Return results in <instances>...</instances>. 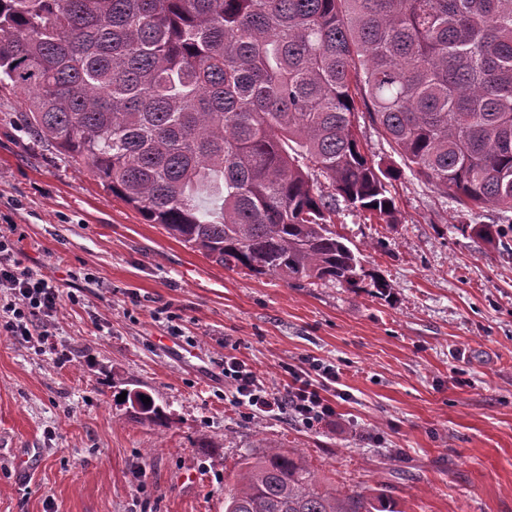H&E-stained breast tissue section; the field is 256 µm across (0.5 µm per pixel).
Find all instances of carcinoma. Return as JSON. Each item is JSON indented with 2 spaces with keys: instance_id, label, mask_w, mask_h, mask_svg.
Here are the masks:
<instances>
[{
  "instance_id": "1",
  "label": "carcinoma",
  "mask_w": 512,
  "mask_h": 512,
  "mask_svg": "<svg viewBox=\"0 0 512 512\" xmlns=\"http://www.w3.org/2000/svg\"><path fill=\"white\" fill-rule=\"evenodd\" d=\"M32 136L149 224L227 267L390 296L335 230L395 223L400 170L512 212V0H0V85ZM142 420L163 411L127 394ZM224 512H396L269 443ZM359 113V137L368 154L374 156L376 160L382 157L386 161L393 160L400 164L399 158L391 153L389 145L379 136L368 115Z\"/></svg>"
}]
</instances>
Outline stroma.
Listing matches in <instances>:
<instances>
[{
    "label": "stroma",
    "mask_w": 512,
    "mask_h": 512,
    "mask_svg": "<svg viewBox=\"0 0 512 512\" xmlns=\"http://www.w3.org/2000/svg\"><path fill=\"white\" fill-rule=\"evenodd\" d=\"M0 86V222L59 288L53 351L0 334V512H224L242 456L299 449L323 486L383 489L398 512H512V230L458 231L461 207L411 173L396 223L339 205L335 229L389 298L225 268L112 197L22 126ZM266 385L315 358L334 417L236 407L224 360ZM149 394L159 426L122 392ZM43 448L19 482L12 462Z\"/></svg>",
    "instance_id": "35a3bbf8"
}]
</instances>
